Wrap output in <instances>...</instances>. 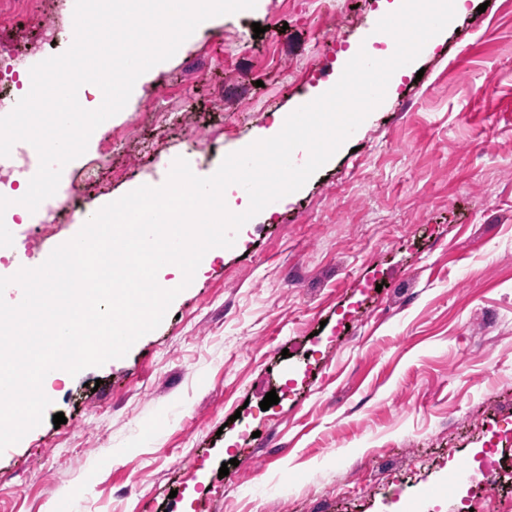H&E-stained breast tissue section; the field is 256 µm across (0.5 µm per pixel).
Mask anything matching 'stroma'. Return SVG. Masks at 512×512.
Wrapping results in <instances>:
<instances>
[{
    "mask_svg": "<svg viewBox=\"0 0 512 512\" xmlns=\"http://www.w3.org/2000/svg\"><path fill=\"white\" fill-rule=\"evenodd\" d=\"M383 9L216 17L103 123L129 132L111 157L90 141L62 185L84 212L163 185L179 157L211 176L331 83ZM44 392L67 422L0 453V512H386L388 483L445 481L480 424L512 421V0H468L155 330Z\"/></svg>",
    "mask_w": 512,
    "mask_h": 512,
    "instance_id": "35a3bbf8",
    "label": "stroma"
}]
</instances>
